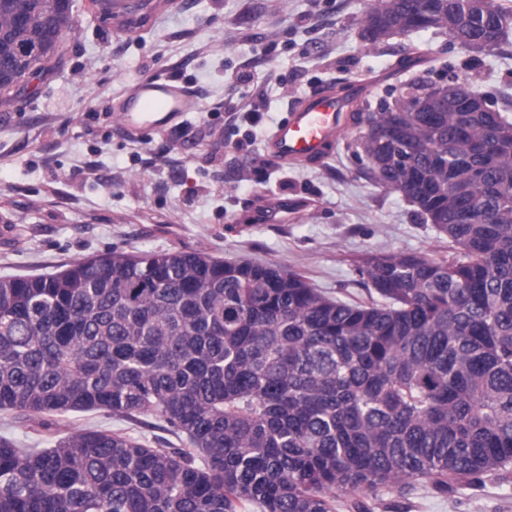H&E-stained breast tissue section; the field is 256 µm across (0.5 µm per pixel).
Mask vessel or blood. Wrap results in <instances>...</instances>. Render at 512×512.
Listing matches in <instances>:
<instances>
[{
  "mask_svg": "<svg viewBox=\"0 0 512 512\" xmlns=\"http://www.w3.org/2000/svg\"><path fill=\"white\" fill-rule=\"evenodd\" d=\"M99 10L111 15L128 32L150 22V12L143 0H100ZM112 109L123 127L138 135L147 129L170 127L185 114L198 111L199 104L183 85L156 76L139 82L113 101ZM345 125V105L335 90L327 88L299 99L287 120L277 125L266 139L264 149L285 162H311L321 158L338 141ZM292 208V203L283 198L266 200L263 205L266 223H285Z\"/></svg>",
  "mask_w": 512,
  "mask_h": 512,
  "instance_id": "obj_1",
  "label": "vessel or blood"
}]
</instances>
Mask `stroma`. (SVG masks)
Here are the masks:
<instances>
[{"mask_svg": "<svg viewBox=\"0 0 512 512\" xmlns=\"http://www.w3.org/2000/svg\"><path fill=\"white\" fill-rule=\"evenodd\" d=\"M374 0H177L134 38L74 0L76 29L60 60L0 89V276L49 274L110 251L207 252L227 261L274 263L327 295L368 299L356 260L376 252L441 255L448 238L416 205L364 174L350 125L318 163L283 164L264 143L298 97L362 86L372 107L401 84L446 77L512 95V38L493 55L467 53L421 30L375 47L359 38ZM406 54L419 65L397 71ZM255 79L237 82V74ZM168 75L200 103L180 124L125 135L112 102L143 79ZM265 98L262 121H230L224 107ZM297 202L287 223L265 224L261 195ZM98 427L154 448L172 433L76 413L67 432ZM375 512H512V477L450 498L384 491Z\"/></svg>", "mask_w": 512, "mask_h": 512, "instance_id": "obj_1", "label": "stroma"}]
</instances>
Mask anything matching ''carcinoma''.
Listing matches in <instances>:
<instances>
[{
  "label": "carcinoma",
  "instance_id": "1",
  "mask_svg": "<svg viewBox=\"0 0 512 512\" xmlns=\"http://www.w3.org/2000/svg\"><path fill=\"white\" fill-rule=\"evenodd\" d=\"M376 0L360 38L454 31L485 53L497 0ZM73 0H0V88L58 56ZM425 83L400 88L359 147L367 176L448 236V251L357 260L377 298L346 302L276 264L203 251L107 252L0 277V412L52 446L0 435V512H374L383 490L453 496L512 472V96L497 120ZM152 418L186 448L60 434L74 413Z\"/></svg>",
  "mask_w": 512,
  "mask_h": 512
}]
</instances>
